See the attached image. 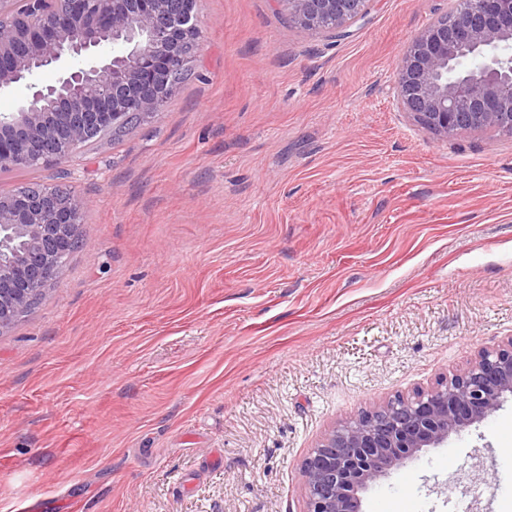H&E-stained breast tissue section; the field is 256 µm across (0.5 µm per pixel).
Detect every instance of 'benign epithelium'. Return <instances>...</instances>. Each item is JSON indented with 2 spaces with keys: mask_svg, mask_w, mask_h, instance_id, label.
<instances>
[{
  "mask_svg": "<svg viewBox=\"0 0 512 512\" xmlns=\"http://www.w3.org/2000/svg\"><path fill=\"white\" fill-rule=\"evenodd\" d=\"M198 0H0V92L31 97L0 114V167L59 163L93 132L129 113L155 119L176 94L173 64L201 49ZM289 19L341 37L367 10L360 0H280ZM122 38L124 50L103 51ZM477 68L460 70L466 59ZM397 110L442 138L512 135V0H453L414 36L396 65ZM85 204L54 190L0 196V251L22 229L31 248L0 262V332L45 295L60 261L82 244ZM512 396V336L409 396H396L328 430L300 468L304 512H359L358 493L423 448L479 423Z\"/></svg>",
  "mask_w": 512,
  "mask_h": 512,
  "instance_id": "1",
  "label": "benign epithelium"
}]
</instances>
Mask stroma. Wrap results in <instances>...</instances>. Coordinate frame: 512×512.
Returning a JSON list of instances; mask_svg holds the SVG:
<instances>
[{
    "label": "stroma",
    "instance_id": "obj_1",
    "mask_svg": "<svg viewBox=\"0 0 512 512\" xmlns=\"http://www.w3.org/2000/svg\"><path fill=\"white\" fill-rule=\"evenodd\" d=\"M450 6L372 0L331 41L277 0H200L201 54L152 122L0 171L87 205L0 333V512H303L329 427L512 336V136L444 139L393 102ZM511 449L509 399L360 512H512Z\"/></svg>",
    "mask_w": 512,
    "mask_h": 512
}]
</instances>
